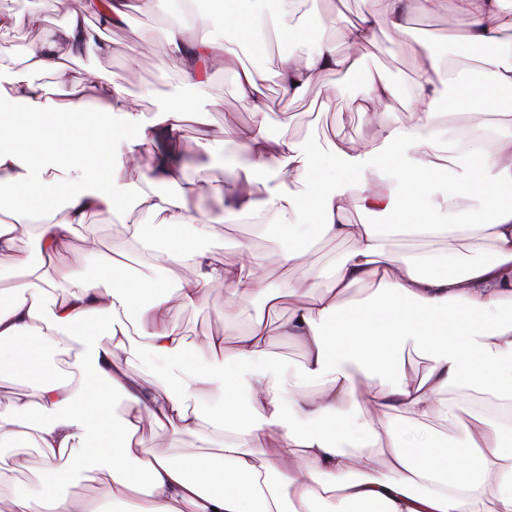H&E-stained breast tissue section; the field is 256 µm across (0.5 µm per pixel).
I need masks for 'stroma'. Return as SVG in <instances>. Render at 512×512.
Listing matches in <instances>:
<instances>
[{
  "label": "stroma",
  "instance_id": "obj_1",
  "mask_svg": "<svg viewBox=\"0 0 512 512\" xmlns=\"http://www.w3.org/2000/svg\"><path fill=\"white\" fill-rule=\"evenodd\" d=\"M369 7L368 0H309L300 10L304 29H325L332 13L358 16ZM90 26L98 27L101 38L109 41V55H98L88 49L77 60L75 67H90L114 75L126 94L136 99L144 116H152L159 102L170 101L192 109L193 115L183 127L177 141L180 153L192 156L186 165L188 184L198 185L213 176L221 163L242 168L247 157L238 143L251 128L254 118L251 111L238 99L234 79L223 67L209 70L203 86L186 89L181 76L161 68L153 47L161 43L170 21L161 15L144 14L133 10L125 25L99 27L96 17H89ZM419 51L402 40L379 37L372 54L366 56L360 71L346 74L329 72L315 81L306 92L293 100L282 96L279 88H271L265 97L267 112L273 121L268 128L272 136L288 134L290 139L301 142L324 141L339 135L357 140H381V126L368 122L353 107L364 86L366 71L382 69L391 83L405 86L414 68L420 64ZM220 131L223 144L212 154L200 152L197 139L201 129ZM223 239L222 247L214 249L216 261L231 263L238 255L242 243L253 244L260 256L265 283L271 288L291 286L297 288L299 300H306L309 282L302 270L284 265L281 252L288 245L289 230L280 225L275 235L253 236L245 223L228 222L217 226ZM224 306L223 294L216 293L208 303L195 309L177 311L171 323L178 328L189 343L199 342L205 336L223 337L225 345H233L235 334L226 332L224 319L219 311Z\"/></svg>",
  "mask_w": 512,
  "mask_h": 512
}]
</instances>
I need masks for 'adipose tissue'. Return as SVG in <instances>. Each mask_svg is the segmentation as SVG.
Masks as SVG:
<instances>
[{"instance_id": "adipose-tissue-1", "label": "adipose tissue", "mask_w": 512, "mask_h": 512, "mask_svg": "<svg viewBox=\"0 0 512 512\" xmlns=\"http://www.w3.org/2000/svg\"><path fill=\"white\" fill-rule=\"evenodd\" d=\"M305 2L244 0L242 9L204 15L206 24L223 29V40H191L178 27L159 50L162 67L179 71L190 86L201 84L203 60L220 61L234 71L238 98L253 112L240 145L250 160L243 179L264 174L266 194L237 195L230 214L289 226L309 220L316 236L349 243L330 267L309 262L308 249L282 251L285 265L306 271L305 302L296 289L264 287L250 246L224 264L197 247V239H215L216 220L192 210L189 198L221 189L185 186L178 166L154 151L177 142L190 109L162 102L144 117L113 78L71 65L88 47L103 56L111 51L87 15L119 27L130 10L165 14L181 4L189 20L195 0H110L105 7L86 0L84 12L61 25L0 9V30L33 26L41 33L22 69L0 67V81L11 84L21 108L19 118L0 120V187L14 201L0 220V255L14 259L0 287V383L21 374L28 387L0 408V447L48 451L40 492L13 490L12 512H86L79 499L57 490L69 469L92 472L102 495L134 512H512V451L502 448L512 432V206L496 201L499 186L512 185V127L456 126L458 151L439 201L428 191L435 172L418 155L454 113L443 94L448 84L468 91L473 112L487 111L495 91L512 90V39L504 37L512 32V11L505 0H460L462 33L451 49L426 51L408 88L379 70L367 75L357 108L384 126L382 141L339 137L321 149L269 135L264 78L235 69L225 46L243 29L295 32ZM378 2V11L357 21L332 18L349 52L321 38L289 46L276 71L284 94L302 95L327 72L356 71L377 45L380 21L399 34L412 11L431 12L439 0ZM486 44L496 47L480 60L489 82L476 88L452 72L451 57ZM41 71L55 73L54 95L32 81ZM92 94L103 107L96 137L63 153L44 148L41 117L63 99L80 115ZM404 95L420 114L418 124L387 125L385 107ZM119 138L125 147L110 155L108 179L93 177L90 162L107 140ZM385 155L392 165L377 169ZM33 198L38 206H30ZM132 198L160 217L161 237L133 224L129 241L103 255L88 233L85 250L100 256L95 274L76 276L63 267L45 273L89 214H118ZM458 198L477 201L489 219L459 220ZM354 201L365 215L359 224L347 219ZM433 211L443 221L430 220ZM31 232L34 255L20 246ZM397 236L426 248L386 249ZM470 237L491 242V259L463 263L453 247L430 246ZM184 266L196 269L195 284L174 281ZM360 284L372 287L371 298L345 307ZM216 288L224 291L228 329L235 308L252 301L273 307L288 298L294 305L275 327L250 317L233 346L204 337L206 354L195 358L170 324L172 311L206 302ZM277 337L301 350L298 372L271 354ZM408 347L426 355L423 373H407ZM432 419L460 428V444L442 440L428 425ZM146 427L194 436L209 451L153 447L141 435Z\"/></svg>"}]
</instances>
